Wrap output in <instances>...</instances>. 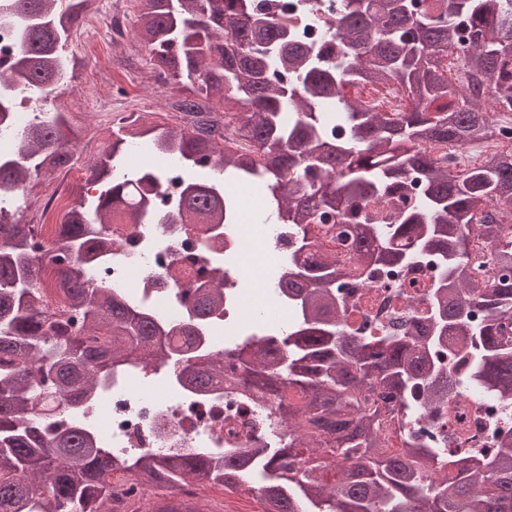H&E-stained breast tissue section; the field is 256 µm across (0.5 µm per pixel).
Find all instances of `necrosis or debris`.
Instances as JSON below:
<instances>
[{
  "label": "necrosis or debris",
  "instance_id": "1",
  "mask_svg": "<svg viewBox=\"0 0 512 512\" xmlns=\"http://www.w3.org/2000/svg\"><path fill=\"white\" fill-rule=\"evenodd\" d=\"M254 4L258 12L273 13L315 44L325 39L336 12V0H254ZM133 36L128 0H94L84 12L78 48L95 64L116 55ZM347 95L388 115L411 106L404 92L391 83H358L349 86ZM137 105L131 84L117 99H85L86 110L101 116L104 130L123 122ZM511 150L512 139L500 136L477 146L445 142L430 147L429 153L459 171L480 166L488 153ZM39 195L45 204L39 219L29 221L28 228L32 242L47 248L55 242L73 200L64 177L56 178ZM308 236L319 258L344 263L353 250V225L336 217L310 225ZM108 237L112 251L106 269L112 286L125 294L132 308L150 310L163 324L166 356L157 361L130 356L113 372L102 407L54 411L47 413V420L63 427L83 423L102 447L120 456L268 446L271 433L254 399L220 386L197 390L181 378L180 369L198 354H220L234 347L236 339L225 334V326H248L258 339L287 327L294 310L286 298L275 296L265 282L257 288L240 284L242 258L253 243L264 244L269 266L287 265L295 246L287 225L116 221L109 225ZM440 276V262L432 253L376 269L366 277L352 271L340 290L351 328L360 336L413 333L424 321L429 289ZM215 287L224 291L223 307L203 319L193 316L195 289ZM431 356L448 373L449 399L456 411L440 416L423 410L407 420L404 432L423 435L431 447L447 454L492 447L500 433L512 428V405L471 383L462 352L441 344L432 348Z\"/></svg>",
  "mask_w": 512,
  "mask_h": 512
}]
</instances>
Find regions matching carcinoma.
<instances>
[{
  "instance_id": "carcinoma-1",
  "label": "carcinoma",
  "mask_w": 512,
  "mask_h": 512,
  "mask_svg": "<svg viewBox=\"0 0 512 512\" xmlns=\"http://www.w3.org/2000/svg\"><path fill=\"white\" fill-rule=\"evenodd\" d=\"M86 0H0L20 21L23 50L0 71V116L12 109L10 89L47 92L75 59L65 46ZM137 53H147L156 76L174 81L178 122L145 125L135 118L90 162L103 185L80 198L58 228L56 249L30 242L17 212L0 208V512H111L112 476L133 470L170 493L138 503L144 512H199L180 497L188 482L237 487L258 484L265 512H512V436L490 455L465 450L442 462V451L412 434L402 451L386 454L380 426L400 431L408 413L445 407L448 374L411 336H348L336 263L309 265L294 257L270 279L295 302L288 334H273L231 351L242 364L234 387L257 396L287 429L272 448H226L210 456L174 455L131 460L97 445L82 427L58 432L29 413L47 401L64 411L101 397L112 365L139 352L162 351L160 328L149 314L128 309L113 288L91 278L109 251L106 226L120 213L135 224L156 218L165 202L166 171L120 169L124 146L181 165L180 208L199 224L237 217L225 184L245 181L265 195L259 224L301 227L326 210L353 217L421 175V203L394 224H361L360 266L404 261L395 242L417 227V246L439 256L443 273L432 292L438 335L469 350L474 382L512 401V153L475 169L434 166L426 146L453 140H491L505 130L488 122L477 89L512 110V0H342L328 41L340 59L288 34L275 17L258 19L251 0H131ZM454 17L473 34L468 45L473 79L468 92L450 87L441 56L458 41ZM359 82L399 85L413 106L384 117L348 100ZM294 113L286 121L283 113ZM74 112L45 116L22 135L16 155L0 161V187L49 178L72 160ZM233 137L229 152L219 142ZM497 203L500 220L477 216ZM478 234L500 276L484 285L468 262ZM66 260L60 282L86 333L103 332L112 346L90 348L42 310V272ZM224 304L219 288L198 298L195 314ZM483 317L473 320V312ZM224 356L188 364L182 375L207 389Z\"/></svg>"
}]
</instances>
